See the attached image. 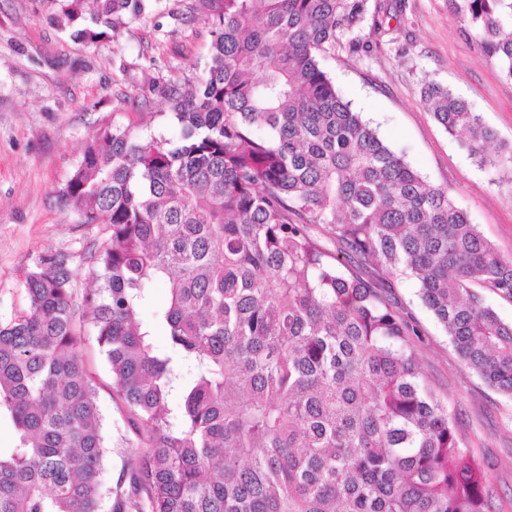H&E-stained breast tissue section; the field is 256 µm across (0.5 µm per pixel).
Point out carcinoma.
I'll use <instances>...</instances> for the list:
<instances>
[{
	"label": "carcinoma",
	"instance_id": "1",
	"mask_svg": "<svg viewBox=\"0 0 512 512\" xmlns=\"http://www.w3.org/2000/svg\"><path fill=\"white\" fill-rule=\"evenodd\" d=\"M96 43L146 0H47ZM211 29L195 81L156 87L181 132L105 128L58 197L104 231L83 305L135 437L121 479L71 307L72 255L41 252L28 308L0 321V512H500L488 473L425 385L412 337L368 263L420 286L459 356L512 397V301L501 256L448 193L354 111L322 66L370 52L377 0H194ZM512 81V0H448ZM421 100L480 162L512 169V143L429 81ZM327 231L337 250L312 233ZM168 283L153 318L139 309ZM194 375L184 381L182 370Z\"/></svg>",
	"mask_w": 512,
	"mask_h": 512
}]
</instances>
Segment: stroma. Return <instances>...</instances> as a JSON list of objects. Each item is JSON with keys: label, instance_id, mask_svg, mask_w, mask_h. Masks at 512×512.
<instances>
[{"label": "stroma", "instance_id": "1", "mask_svg": "<svg viewBox=\"0 0 512 512\" xmlns=\"http://www.w3.org/2000/svg\"><path fill=\"white\" fill-rule=\"evenodd\" d=\"M388 32L371 53L339 50L324 68L337 89L379 137L424 178L446 190L481 234L512 258V171L480 163L421 100L424 83L447 86L467 100L499 140L512 143V82L466 33L448 0H382ZM192 0H151L144 17L112 40L74 41L37 0H0V320L27 307L23 282L45 250L73 252V303L94 285L97 232L80 226L57 188L77 167L84 147L105 126L132 127L144 137L177 136L164 106L136 107L153 82L190 78L202 68L209 27ZM369 276L389 283L394 308L419 332L414 339L423 377L448 407L460 447L490 475L501 512H512V398L488 386L459 357L423 304L419 284L385 269ZM82 350L97 381L109 445L110 480H119L133 448L112 377L94 336Z\"/></svg>", "mask_w": 512, "mask_h": 512}]
</instances>
